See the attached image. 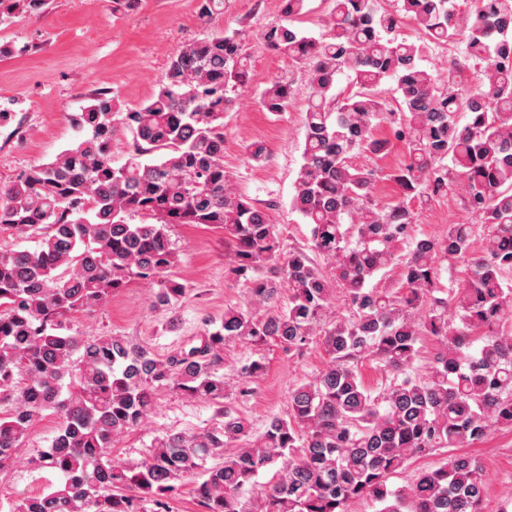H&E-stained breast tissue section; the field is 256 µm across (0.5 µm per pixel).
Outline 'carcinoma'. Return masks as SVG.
<instances>
[{
	"mask_svg": "<svg viewBox=\"0 0 512 512\" xmlns=\"http://www.w3.org/2000/svg\"><path fill=\"white\" fill-rule=\"evenodd\" d=\"M281 2L264 39L309 69L292 197L311 227L307 247L280 258L267 212L229 185L222 119L230 93L250 81L235 34L174 53L153 95L124 115L133 136L124 164L112 158L115 112L104 92L74 115L84 138L0 188V233L38 237L33 250L0 249V471L51 411L58 434L27 464L62 476L10 512H140L145 500L169 512L175 483L197 477L203 512H349L362 498L379 503L378 512H483L484 472L467 454L407 486L393 489L388 478L416 455L512 430V0H473L463 13L454 0H401L395 13L379 0H335L318 38L297 26L307 0ZM43 5L0 0V17ZM403 19L435 41L464 44L485 80L463 87L456 60L439 76L423 69L422 47L399 37ZM341 75L351 90L338 94ZM387 80L396 83L394 136L404 161L386 175L397 193L381 205L378 171L353 157L389 150L390 140L375 134L386 111L378 87ZM292 95V81L279 74L261 104L279 113ZM444 196L478 222L450 224L441 239L411 237L415 206ZM136 216L155 222L131 223ZM174 224L224 232L233 272L251 284V305L225 309L221 325L176 359L120 336L70 332L72 318L132 278L156 286L159 307L184 297L172 274ZM267 263L278 264L288 305L258 316L251 306L280 292L257 274ZM392 264L400 274L390 287H368ZM337 292L346 314L330 324ZM316 336L327 366L294 387L288 415L271 417L263 431L226 406L206 431L166 433L140 460L112 459L114 441L149 415L158 388L216 404L228 398L219 373L225 339L271 338L299 354ZM425 338L438 348L421 377L413 362ZM367 360L390 378L377 395L362 379ZM261 474L270 479L244 498Z\"/></svg>",
	"mask_w": 512,
	"mask_h": 512,
	"instance_id": "carcinoma-1",
	"label": "carcinoma"
}]
</instances>
